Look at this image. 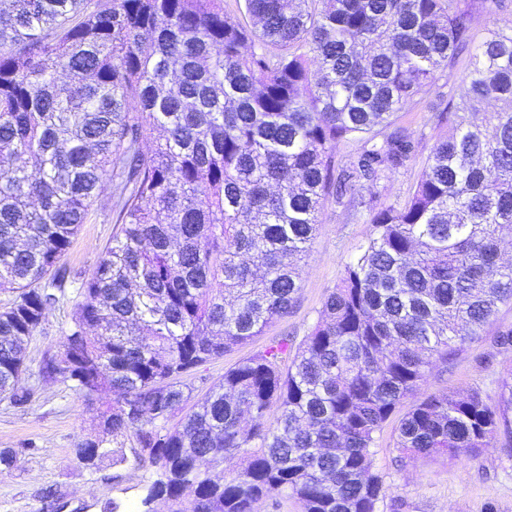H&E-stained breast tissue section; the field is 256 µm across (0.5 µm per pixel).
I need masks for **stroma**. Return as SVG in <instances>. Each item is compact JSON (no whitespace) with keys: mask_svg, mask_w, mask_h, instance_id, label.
<instances>
[{"mask_svg":"<svg viewBox=\"0 0 512 512\" xmlns=\"http://www.w3.org/2000/svg\"><path fill=\"white\" fill-rule=\"evenodd\" d=\"M469 62L468 54H460L453 69L442 73L428 93L417 97L410 111L399 113L397 122L411 136L416 152L407 167L381 182L378 191L383 200L403 202L418 180L431 147L446 133L430 116L449 88L461 84ZM113 227L111 215L102 211L82 224L62 260L73 286H80L93 271ZM373 233V225L365 219H352L334 202H326L288 314L251 343L202 366L188 380L192 400L202 399L225 370L273 340L288 336L302 341L346 264L361 253ZM70 319V306L59 305L49 312L28 345L30 366L38 365L46 349L60 344ZM510 328L512 303H507L500 306L477 340L453 361L431 370L420 396L446 391L463 395L476 387L494 393L498 380L512 371V351H501L496 344L499 332ZM22 385L35 390L26 406H14L0 397V449L20 453L14 469L0 472V512H43L49 492L60 512H103L108 504L113 512H139L152 470L136 459L132 448H125L124 463L107 462L95 470L80 467L72 455L80 439L97 435L95 416L112 404V391L106 389L88 399L59 384L37 387L26 379ZM394 439L395 425L390 422L378 434L372 450L374 469L389 487L377 512H512V456L502 448L486 449L473 459L415 458L402 463Z\"/></svg>","mask_w":512,"mask_h":512,"instance_id":"stroma-1","label":"stroma"}]
</instances>
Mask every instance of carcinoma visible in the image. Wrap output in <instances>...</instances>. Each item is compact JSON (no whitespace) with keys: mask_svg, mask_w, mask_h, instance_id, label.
I'll list each match as a JSON object with an SVG mask.
<instances>
[{"mask_svg":"<svg viewBox=\"0 0 512 512\" xmlns=\"http://www.w3.org/2000/svg\"><path fill=\"white\" fill-rule=\"evenodd\" d=\"M9 0L0 8V397L25 375L83 395L112 389L74 460L153 470L145 512H376L389 486L376 435L512 302L509 0ZM485 32L474 43L476 15ZM467 52L434 113L402 204L381 180L415 156L392 117ZM489 104L495 106L485 111ZM159 132L151 148L143 142ZM353 152L336 159V147ZM110 190L117 227L75 291L60 265ZM374 236L298 344L286 336L224 372L191 410L184 379L288 314L327 200ZM72 303L37 371L27 346ZM280 415L266 424L267 410ZM512 456V372L490 396L435 393L398 421L400 460Z\"/></svg>","mask_w":512,"mask_h":512,"instance_id":"1","label":"carcinoma"}]
</instances>
